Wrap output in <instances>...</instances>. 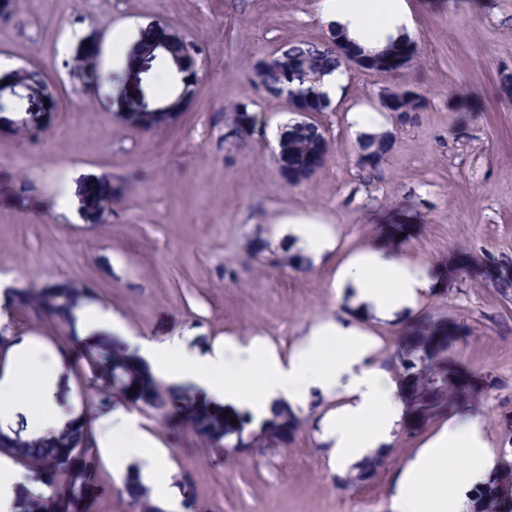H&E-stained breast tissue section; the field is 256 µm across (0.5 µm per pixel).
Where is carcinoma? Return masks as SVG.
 <instances>
[{"instance_id":"obj_1","label":"carcinoma","mask_w":512,"mask_h":512,"mask_svg":"<svg viewBox=\"0 0 512 512\" xmlns=\"http://www.w3.org/2000/svg\"><path fill=\"white\" fill-rule=\"evenodd\" d=\"M350 47L363 57L365 69L383 74L406 69L414 62L418 49L410 38L393 41L387 48L376 53H364L356 44ZM180 52L166 53L164 66L171 70L172 80L179 83L196 78V73L179 71ZM344 59L330 50L316 47L314 43L288 46L287 63L280 65L283 72L273 67L255 63L254 76L268 93H277L282 81L296 82L299 99L314 112H324L330 100L314 91L312 79L324 73L331 65L339 66ZM148 93L154 96L153 105L163 108L176 96V85L165 90H155L148 85ZM426 106L423 95L405 88L394 89L382 96L381 108L397 117V124L405 126L414 122L416 113ZM319 125L314 122L297 121L287 127L279 142V169L295 173L307 179L326 163L329 142L317 133ZM392 148L387 133H366L360 141L359 164L371 170L377 168ZM91 299L89 289L70 284L33 285L14 291L12 308L26 312L48 314L42 319L47 329L59 338L57 352L66 372L72 373L83 383L98 385L111 390L115 395L134 397V404L156 407L162 400L166 388L156 379L148 367L133 358L123 345L105 337L82 338L75 329L76 311ZM468 326L457 319L447 318L440 324L429 315L420 317L414 324L399 331L392 341L393 352L386 364L395 372L403 384L404 401L408 415L423 410L426 422L419 427L404 424L402 434L416 437L434 422L459 408L479 406L488 393L496 387L495 377L489 372H479L458 361L452 355L453 348L465 341ZM475 376L490 382L477 390L466 384ZM139 386L129 393L133 386ZM180 408H195V435L205 446L219 448L224 439H242L244 435L260 432L266 446L278 445V436L267 427L268 420L254 424V417L247 411L232 410L222 416L224 407L205 397L193 396L178 399ZM236 418L238 424L230 423ZM10 449L21 456L30 472V479L46 487L49 493L34 494L25 489L15 500L14 512H31L38 504L41 512H103V503L112 495V487L102 478V451L92 426H81L49 438L30 439L15 433L10 440ZM508 456H499L497 466L486 482L471 493V512H501L504 496L512 497V425L504 427V438L499 451ZM386 455L377 451L365 461L363 467L347 482L355 483L365 478L367 471H376L384 463ZM142 484L138 476H128L124 490L141 504L142 512H163L140 494Z\"/></svg>"}]
</instances>
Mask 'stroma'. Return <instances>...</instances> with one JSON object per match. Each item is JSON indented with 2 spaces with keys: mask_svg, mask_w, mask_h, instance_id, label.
Returning <instances> with one entry per match:
<instances>
[{
  "mask_svg": "<svg viewBox=\"0 0 512 512\" xmlns=\"http://www.w3.org/2000/svg\"><path fill=\"white\" fill-rule=\"evenodd\" d=\"M418 46L396 76L346 64L347 84L329 110L310 113L330 149L322 169L298 185L280 177L281 128L298 120L256 82L254 64L328 33L317 0H12L0 24V57L41 67L56 87L57 111L36 113L39 137L0 114V287L68 282L90 288L88 308L112 313L115 335L179 341L197 355L215 342L263 338L288 354L317 319L347 313L333 286L337 264L372 245L383 224L405 218L403 244L428 266L465 247L512 261V0H408ZM162 22L199 49L198 80L186 112L152 129L130 126L109 97L73 82L66 64L100 39L112 68V33ZM407 87L427 98L414 123L397 125L380 98ZM468 93V117L448 96ZM255 117L245 142L226 139L238 105ZM376 112L393 145L378 168L358 163L349 116ZM123 185L110 200L90 197L103 176ZM70 207L60 212L61 192ZM322 224L338 243L330 258L282 263L290 218ZM418 314L466 322L457 357L493 372L497 386L480 414L492 448L512 409V301L468 278L427 295ZM168 449L178 512H391L394 476L420 441L399 437L376 476L343 486L316 437L312 397L287 445L243 453L203 447L185 420L112 400ZM111 405V406H112Z\"/></svg>",
  "mask_w": 512,
  "mask_h": 512,
  "instance_id": "stroma-1",
  "label": "stroma"
}]
</instances>
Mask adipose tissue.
<instances>
[{
  "mask_svg": "<svg viewBox=\"0 0 512 512\" xmlns=\"http://www.w3.org/2000/svg\"><path fill=\"white\" fill-rule=\"evenodd\" d=\"M317 13L322 24L345 30L369 50H381L414 30L407 0H318ZM288 234L303 254L315 258L336 247L320 223L306 218L289 219ZM433 283L425 267L383 242L348 255L336 269L334 286L337 299H348L361 316L394 324L417 308ZM374 350L366 330L339 317L315 321L285 358L259 339L246 344L228 340L203 357L175 342L144 340L139 345L140 357L157 379L192 382L214 401L248 410L258 421L275 402L295 413L307 409L313 396L335 399V409L319 419L316 436L339 470L377 449L391 448L405 420L401 384L374 360ZM41 353L40 341L30 337L9 335L0 345V433L10 434L21 416L31 438L82 424V416L57 406L60 369H41ZM30 372L40 382L36 398L23 385ZM112 417L116 426L99 435L98 444L113 470L123 471L138 460L146 475H166L168 454L161 443L139 431L122 410H114ZM495 466L480 416H449L398 472L392 512H469L472 489Z\"/></svg>",
  "mask_w": 512,
  "mask_h": 512,
  "instance_id": "obj_1",
  "label": "adipose tissue"
}]
</instances>
